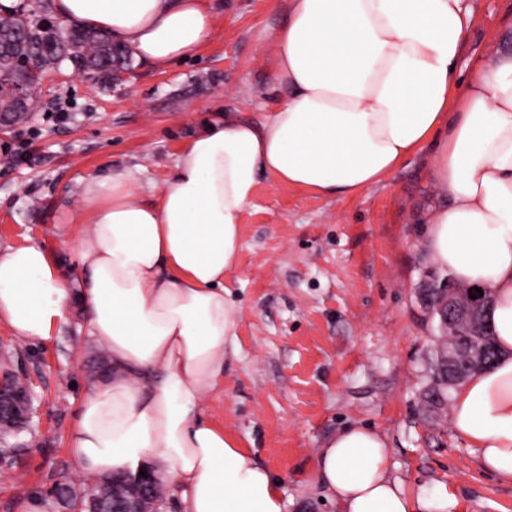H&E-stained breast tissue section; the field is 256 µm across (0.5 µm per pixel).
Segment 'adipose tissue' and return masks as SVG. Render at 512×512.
<instances>
[{
	"label": "adipose tissue",
	"mask_w": 512,
	"mask_h": 512,
	"mask_svg": "<svg viewBox=\"0 0 512 512\" xmlns=\"http://www.w3.org/2000/svg\"><path fill=\"white\" fill-rule=\"evenodd\" d=\"M49 7L159 71L213 34L206 0ZM472 23L469 0H291L272 43L284 90L274 112L210 123L151 200L127 173L88 179L73 216L78 277L40 246L0 247V321L14 336L47 340L76 307L112 365L78 412V474L149 466L184 512H284L278 480L203 407L224 391L241 216L260 176L355 196L426 152L449 202L430 219L425 249L457 283L489 288L500 351L454 391L451 427L483 470L512 481V56L474 61L460 81ZM389 459L380 432L349 425L319 449L316 481L339 512H454L447 489L409 493Z\"/></svg>",
	"instance_id": "obj_1"
}]
</instances>
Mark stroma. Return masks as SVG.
I'll return each instance as SVG.
<instances>
[{
    "instance_id": "1",
    "label": "stroma",
    "mask_w": 512,
    "mask_h": 512,
    "mask_svg": "<svg viewBox=\"0 0 512 512\" xmlns=\"http://www.w3.org/2000/svg\"><path fill=\"white\" fill-rule=\"evenodd\" d=\"M471 3L464 75L475 59L512 53V0ZM209 5L211 39L167 71L136 61L114 81L66 62L46 73L34 111L0 137L1 247L39 245L76 274L69 223L87 179L124 171L139 198L152 199L202 121L229 113L257 123L274 110L281 90L271 46L288 0ZM446 200L425 154L354 197L260 177L231 274L237 352L223 395L207 407L279 480L285 512H337L314 482V459L353 423L385 436L390 471L410 493L444 486L457 512H512V482L482 470L448 409L422 403L438 331L417 291L444 274L423 229ZM80 325L76 318L47 342L26 343L0 323V373L22 371L35 408L30 429L0 440V512L30 500L43 512H72L51 490L63 476L84 483L68 439L107 357Z\"/></svg>"
}]
</instances>
